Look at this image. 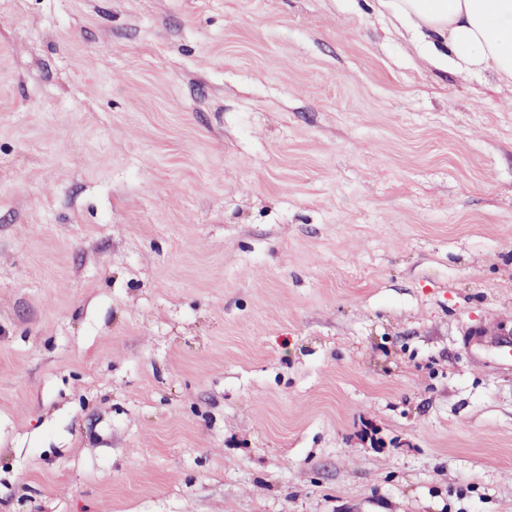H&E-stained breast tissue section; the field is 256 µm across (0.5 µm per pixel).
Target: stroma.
<instances>
[{"instance_id":"stroma-1","label":"stroma","mask_w":512,"mask_h":512,"mask_svg":"<svg viewBox=\"0 0 512 512\" xmlns=\"http://www.w3.org/2000/svg\"><path fill=\"white\" fill-rule=\"evenodd\" d=\"M0 512H512V82L378 0H0Z\"/></svg>"}]
</instances>
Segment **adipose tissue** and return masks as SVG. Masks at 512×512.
Segmentation results:
<instances>
[{"label":"adipose tissue","instance_id":"ef3b65f1","mask_svg":"<svg viewBox=\"0 0 512 512\" xmlns=\"http://www.w3.org/2000/svg\"><path fill=\"white\" fill-rule=\"evenodd\" d=\"M434 64L512 81V0H379Z\"/></svg>","mask_w":512,"mask_h":512}]
</instances>
